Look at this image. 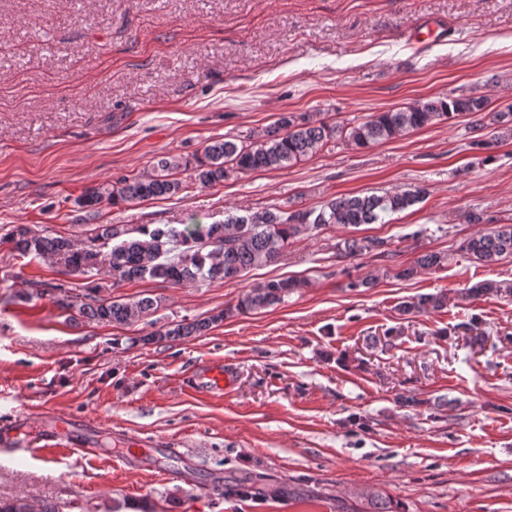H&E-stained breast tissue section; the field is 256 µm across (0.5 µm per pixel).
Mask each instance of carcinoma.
Wrapping results in <instances>:
<instances>
[{"instance_id": "cac0c4a2", "label": "carcinoma", "mask_w": 512, "mask_h": 512, "mask_svg": "<svg viewBox=\"0 0 512 512\" xmlns=\"http://www.w3.org/2000/svg\"><path fill=\"white\" fill-rule=\"evenodd\" d=\"M488 107L489 101L483 96L450 93L376 112L353 126L329 123L316 114H283L248 144L239 145L224 138L210 141L203 153L192 160L163 156L147 171L125 177L114 185L108 182L86 190L75 203L81 209L91 210L105 201L119 205L171 198L186 189L178 178L186 170L192 171L191 179L198 187L211 188L232 175L287 168L317 148L338 140L365 148L460 114L477 116L472 129L480 131L484 128L481 115ZM491 121L497 125V135L490 139L478 136L471 147L489 150L512 139V108L492 113ZM427 194V188L409 185L381 195L334 197L319 209H248L243 215L232 214L210 224H100L94 228L95 234L80 245L69 236H39L21 224L11 230L6 242L19 257L59 264L67 274L83 280L103 272L112 280L114 288L144 280L183 287L241 278L257 267L276 262L289 242L301 234L319 233L335 226L357 229L365 224H383L385 217L423 201ZM465 251L485 266L512 256V224H496L478 231L467 240ZM366 254L387 257L391 250L383 239L351 236L344 239L339 257ZM447 261L445 254L423 253L412 264L398 268L396 277L410 279L421 270L441 269ZM306 285L307 281L295 278L259 282L241 295L235 305L214 311L203 319L159 327L151 321L149 325L154 330L139 337V341L150 344L162 339L199 336L235 313L247 314L276 306ZM49 290L64 293L62 307L104 326L135 325L146 320L158 306V301L149 296L102 298L98 284L88 286L81 294L62 283L49 285ZM467 292L471 296L511 295L512 284L486 280L472 285ZM447 305V293L440 291L405 300L398 310L403 315H417L440 311ZM262 480L263 476L255 475L231 481L224 492L234 496L271 494L290 499L298 496L290 485L266 489L260 486ZM366 497L370 501L369 512H397L391 499L381 493L371 492ZM0 512L59 510L49 503L35 506L24 497H16L0 500Z\"/></svg>"}]
</instances>
